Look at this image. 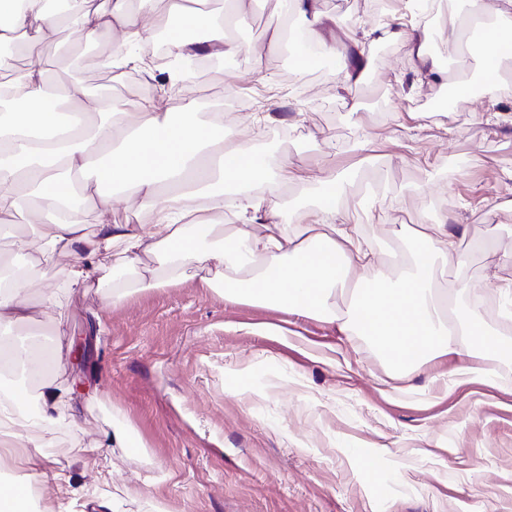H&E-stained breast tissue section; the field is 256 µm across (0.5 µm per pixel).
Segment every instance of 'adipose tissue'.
<instances>
[{
	"mask_svg": "<svg viewBox=\"0 0 512 512\" xmlns=\"http://www.w3.org/2000/svg\"><path fill=\"white\" fill-rule=\"evenodd\" d=\"M69 23L92 36L118 33L115 50L140 42L146 29L168 33L175 57L206 48L213 54L239 53L240 45L227 38L224 21L180 7L169 0H139L129 11L126 0L89 11L86 0H74ZM291 15L307 20L310 35L323 57L336 58L335 74L347 87L357 70L335 45L317 33L328 21L322 0H283ZM494 21L470 50L480 61L484 77L500 78V63L512 56V0H498ZM17 30L39 31L60 25L46 10L44 0H0V16ZM403 36L414 75L438 83L447 72L429 48L426 35L398 33L390 25L361 27L350 33L354 46ZM12 86L26 106L0 113V232L11 230L12 218L26 210L36 229L43 257H68L62 284L41 287L43 306L60 305L61 288H88L111 284L101 297L109 309L125 300L132 287L160 288L176 284L184 269H192L201 287L223 292L236 301L257 302L284 311L302 312L335 325L344 335L371 337L394 366L421 365L443 355L466 360L479 351L491 357L512 356V342L495 337L470 310L467 324L451 315L453 303L469 288L457 278L453 289L439 286L435 255H443L456 271H464L468 257L459 251L464 234L459 225L438 221L421 224L409 249L385 260L362 237L357 225L346 223L338 208L343 181L330 169L318 177L320 193L308 207L305 223L287 231L278 212L265 197L268 182L291 183L295 174L284 164L267 173L257 154H244L209 123L197 119L192 104L178 112H160L155 106L136 112H117L107 97H96L91 108H81L77 128L60 129L56 113L45 106L48 84L41 67L14 74ZM91 171L96 183H110L133 192L138 212L151 223L118 224L112 220V198L101 191L83 195L81 207L69 204L71 172ZM236 187L235 208L248 222L233 230L217 224L224 214V193L213 179ZM185 180L182 192L166 196L158 191L164 180ZM120 264L135 274L127 286L115 272L113 249ZM35 282L27 273L0 272V331L11 332L26 318L28 288ZM345 295L344 308L332 304ZM67 401L54 377L41 382L40 404L27 431L0 435V471H42L43 460L29 451L32 432L47 434L59 423Z\"/></svg>",
	"mask_w": 512,
	"mask_h": 512,
	"instance_id": "1",
	"label": "adipose tissue"
}]
</instances>
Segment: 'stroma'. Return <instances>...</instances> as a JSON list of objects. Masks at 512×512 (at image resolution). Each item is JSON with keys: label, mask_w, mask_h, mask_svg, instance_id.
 Instances as JSON below:
<instances>
[{"label": "stroma", "mask_w": 512, "mask_h": 512, "mask_svg": "<svg viewBox=\"0 0 512 512\" xmlns=\"http://www.w3.org/2000/svg\"><path fill=\"white\" fill-rule=\"evenodd\" d=\"M244 49L209 78L187 83L148 40L146 68L113 79L95 61L112 51L101 34L88 40L71 28L38 32V63L88 93L111 86L115 111L153 99L163 111L193 103L224 135L271 162H290L304 178L278 188L272 202L293 225L319 193L315 177L329 165L348 181L341 208L378 252L408 245L422 219L464 224L473 287L465 299L485 325L512 340V317L499 285L512 283V57L498 86L456 100L449 112L429 106L438 86L411 88L402 39L364 47L362 82L341 90L334 65L296 72L287 49H268L277 0H242ZM438 13L415 14L394 0L389 20L422 27L450 65L449 84L475 82L480 62L448 42L450 16L466 17L471 0H437ZM336 35L379 22L368 0H323ZM505 113L496 129L473 115ZM275 113L276 134L248 131V115ZM421 114L412 129V114ZM371 143L372 162L351 152L356 132ZM99 288H75L49 309L31 294L33 318L12 337L74 345L82 358L53 365L70 388L81 432L60 423L52 446L40 448L46 469L20 473L35 496L63 469L74 489L62 512H512V359L473 353L472 372L449 355L406 372L393 368L370 338L297 312L224 299L194 280L133 292L102 308ZM276 326L273 334L257 332ZM129 430L136 450L102 442ZM105 456L109 485L98 486L84 462Z\"/></svg>", "instance_id": "obj_1"}]
</instances>
